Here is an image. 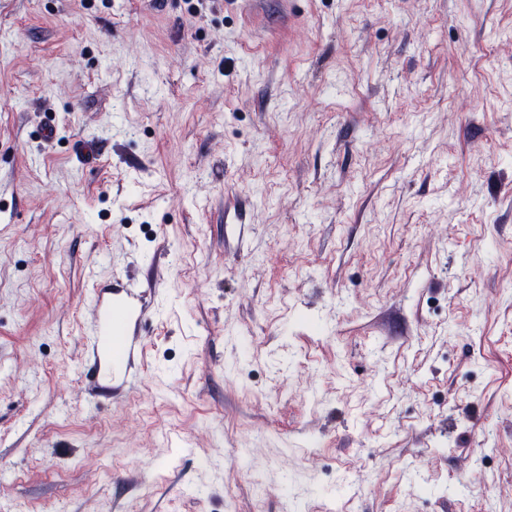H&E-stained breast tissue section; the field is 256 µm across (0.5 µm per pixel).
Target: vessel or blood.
Masks as SVG:
<instances>
[{
  "instance_id": "vessel-or-blood-1",
  "label": "vessel or blood",
  "mask_w": 512,
  "mask_h": 512,
  "mask_svg": "<svg viewBox=\"0 0 512 512\" xmlns=\"http://www.w3.org/2000/svg\"><path fill=\"white\" fill-rule=\"evenodd\" d=\"M90 319L84 324L86 375L112 386L113 400L127 399L145 368L148 323L159 317L156 291L128 287L120 279L92 281Z\"/></svg>"
}]
</instances>
